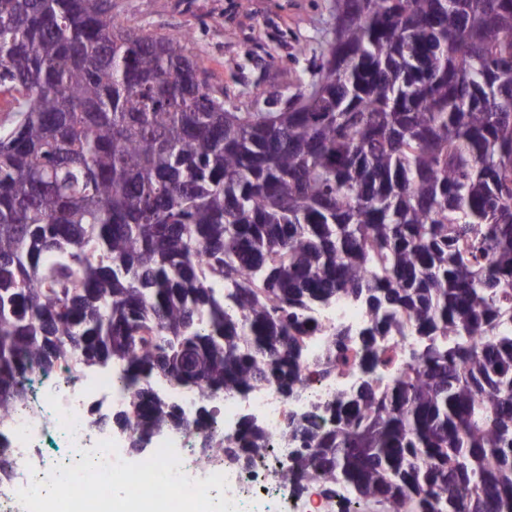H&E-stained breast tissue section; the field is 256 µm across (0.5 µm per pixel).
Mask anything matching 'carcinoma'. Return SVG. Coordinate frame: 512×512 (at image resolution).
<instances>
[{
    "instance_id": "cac0c4a2",
    "label": "carcinoma",
    "mask_w": 512,
    "mask_h": 512,
    "mask_svg": "<svg viewBox=\"0 0 512 512\" xmlns=\"http://www.w3.org/2000/svg\"><path fill=\"white\" fill-rule=\"evenodd\" d=\"M317 95L224 104L188 33L112 0H0V421L35 367H119L137 436L302 380L363 305L364 379L292 417L281 478L341 512H512V0H335ZM413 340L403 362L386 338ZM224 462L263 457L245 423ZM156 386L167 393L173 403L179 406L186 417L191 420L203 404L204 397L195 389H184L170 381H159Z\"/></svg>"
}]
</instances>
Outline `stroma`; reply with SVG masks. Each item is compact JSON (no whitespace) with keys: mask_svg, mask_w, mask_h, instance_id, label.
Returning a JSON list of instances; mask_svg holds the SVG:
<instances>
[{"mask_svg":"<svg viewBox=\"0 0 512 512\" xmlns=\"http://www.w3.org/2000/svg\"><path fill=\"white\" fill-rule=\"evenodd\" d=\"M116 21L158 36L190 33L192 53L225 101L268 112L306 89L325 55L334 0H112Z\"/></svg>","mask_w":512,"mask_h":512,"instance_id":"35a3bbf8","label":"stroma"}]
</instances>
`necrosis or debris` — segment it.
<instances>
[{
  "label": "necrosis or debris",
  "mask_w": 512,
  "mask_h": 512,
  "mask_svg": "<svg viewBox=\"0 0 512 512\" xmlns=\"http://www.w3.org/2000/svg\"><path fill=\"white\" fill-rule=\"evenodd\" d=\"M322 328L308 336L303 355L306 382L293 396L262 387L222 398L212 431L232 444L242 420L254 422L271 452L239 468L225 465L220 455L202 457L201 432L193 427L158 435L151 451L132 458L133 427L112 430L90 419L103 408L134 416L112 370L97 369L79 377L67 373L46 378L36 404L13 410L6 431L9 447L0 454V512H46L59 505L69 487H91L81 496V512H102L114 490L133 503H168L171 512L193 506L194 512H339L337 498L324 496L318 486L296 492L277 475L293 453L281 438L289 416L310 411L313 403L337 392H350L360 381L357 348L337 354L336 331L359 333L366 324L363 309L350 301L327 306ZM342 362L327 377H317L320 365L332 356ZM55 434L65 462L51 465L42 453L47 434Z\"/></svg>",
  "instance_id": "1"
}]
</instances>
